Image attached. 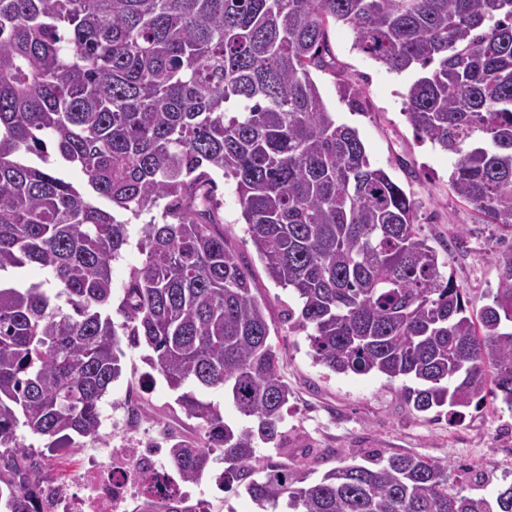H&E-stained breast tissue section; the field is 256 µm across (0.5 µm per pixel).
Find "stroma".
Listing matches in <instances>:
<instances>
[{"mask_svg":"<svg viewBox=\"0 0 512 512\" xmlns=\"http://www.w3.org/2000/svg\"><path fill=\"white\" fill-rule=\"evenodd\" d=\"M332 53L363 92V110H352L337 92L329 71L313 78L337 122L357 130L373 166L384 168L419 205L423 234L445 262L451 276L473 307L487 302L498 281L497 252L512 243V235L497 225L481 223L471 207L448 189L453 160L430 143L418 140L403 114L408 75L388 72L353 47V35L343 26L328 30ZM216 197L221 203L224 230L236 253L255 271L257 294L272 322H279L292 296L265 274L255 247L245 232L234 181L219 179ZM144 348H125L122 374L100 402L102 423L96 436L82 447L52 452L63 472L73 473L87 449L118 444V423L137 410V437L151 441L171 431L195 434V421L186 418L156 371L144 361ZM291 396L283 409L280 445L257 450L262 463L288 464L309 472L310 481L341 461L380 451L384 454L422 455L447 462L459 480L479 471L492 473L483 495L495 499L499 489L512 484V411L502 403L468 408L461 421L411 412L402 405L396 386L378 374H338L316 363L304 333L290 334L281 370ZM224 465L211 462L191 487L192 500L203 512H261L242 485L224 478Z\"/></svg>","mask_w":512,"mask_h":512,"instance_id":"obj_1","label":"stroma"}]
</instances>
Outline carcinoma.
<instances>
[{
  "instance_id": "cac0c4a2",
  "label": "carcinoma",
  "mask_w": 512,
  "mask_h": 512,
  "mask_svg": "<svg viewBox=\"0 0 512 512\" xmlns=\"http://www.w3.org/2000/svg\"><path fill=\"white\" fill-rule=\"evenodd\" d=\"M388 71L411 73L404 115L456 157L449 190L512 229V0H0V500L41 510L44 463L20 442L77 448L101 423L122 341L178 392L202 438L174 436L168 458L196 482L214 453L260 505L293 512H512L485 482L423 456L372 452L319 481L260 464L291 395L283 350L214 203L236 182L246 233L268 278L293 290L281 322L329 370L402 380L412 411L512 407V246L478 311L440 269L417 201L369 162L312 77L338 72L328 28ZM341 97L360 104L349 78ZM79 167L83 186L65 171ZM111 208L104 209L98 200ZM143 226L112 319V263L126 215ZM33 263L51 279L9 273ZM222 388L246 424L188 386ZM263 478L256 479L257 474ZM137 512H200L150 494Z\"/></svg>"
}]
</instances>
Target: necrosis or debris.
Listing matches in <instances>:
<instances>
[{
  "instance_id": "4bbe7bcc",
  "label": "necrosis or debris",
  "mask_w": 512,
  "mask_h": 512,
  "mask_svg": "<svg viewBox=\"0 0 512 512\" xmlns=\"http://www.w3.org/2000/svg\"><path fill=\"white\" fill-rule=\"evenodd\" d=\"M150 472L162 478L174 495L187 486L171 467L163 449L134 441L116 448L92 449L75 474L82 495H73L70 481L47 477L44 482L46 512H132L148 494L141 480Z\"/></svg>"
}]
</instances>
